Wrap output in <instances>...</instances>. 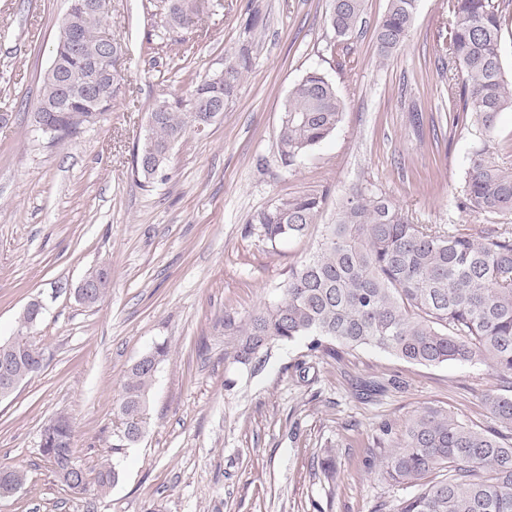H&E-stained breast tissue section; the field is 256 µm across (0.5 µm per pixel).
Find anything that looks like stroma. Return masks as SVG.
<instances>
[{
    "instance_id": "obj_1",
    "label": "stroma",
    "mask_w": 512,
    "mask_h": 512,
    "mask_svg": "<svg viewBox=\"0 0 512 512\" xmlns=\"http://www.w3.org/2000/svg\"><path fill=\"white\" fill-rule=\"evenodd\" d=\"M197 2L193 23L179 28L170 0H111L105 27L121 47L112 108L53 142L35 132L33 114L68 0H0V341L37 299L44 313L32 338L45 356L0 400V468L27 475L0 512H376L415 492L364 465L384 459L409 417L436 406L492 423L482 395L494 380L483 365L423 366L370 347L317 358L295 340L245 366L224 332L226 318L246 320L280 299L290 268L315 250L355 184L417 224L489 223L457 206L481 130L448 117V76L437 67L448 0H419L407 40L384 60L373 31L387 0H365L343 68L326 22L331 0ZM245 52L250 68L223 117L180 139L166 179L141 186L133 151L156 102ZM312 69L335 85L343 117L287 169L276 147L281 106ZM303 194L323 196L318 223L302 238L268 241L256 216ZM100 264L112 283L88 307L72 289ZM163 342L146 433L120 444L114 408L126 374ZM59 413L73 423L80 493L40 452ZM328 448L331 477L320 468ZM106 461L120 477L101 494Z\"/></svg>"
}]
</instances>
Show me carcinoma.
I'll return each mask as SVG.
<instances>
[{
  "label": "carcinoma",
  "mask_w": 512,
  "mask_h": 512,
  "mask_svg": "<svg viewBox=\"0 0 512 512\" xmlns=\"http://www.w3.org/2000/svg\"><path fill=\"white\" fill-rule=\"evenodd\" d=\"M335 19H327L338 42L360 33L364 0H332ZM418 0H388L374 30L376 48L385 59L408 37ZM196 13L195 0H172L170 17L185 27ZM512 14V0H448V43L442 66L448 70V111L453 125L471 118L485 138L469 157L459 208L491 217L482 224L442 231L415 224L383 194L361 184L352 186L336 221L323 227L313 253L294 266L282 298L275 304L224 328L238 337L234 360L247 365L270 345L305 338L309 349L336 358V346H371L408 363L435 366L450 361L483 364L502 387L512 391V166L498 160L499 112L512 109V82L501 60L502 31ZM106 16L92 14L74 22L78 48L63 57L59 71L78 87L94 77ZM250 59L242 55L224 68V80L203 79L186 97L167 101L154 113L148 137L135 147L133 174L143 186L154 183L143 161L161 155L195 131L201 113L193 101L231 96ZM59 95L56 75L44 74L38 104ZM103 111L112 108L113 82L99 87ZM344 102L318 70L308 71L290 90L277 132L278 158L293 167L314 146L335 132ZM324 198L316 194L281 199L259 213L256 223L274 243L306 235L317 222ZM15 366L28 377L39 356L36 345ZM168 353L157 345L129 369L118 404L122 438L146 431L148 394L158 365ZM496 427L484 430L459 422L448 410L427 407L411 417L382 462L383 477L418 487L413 496L389 512H512V396L488 392L483 397ZM55 477L71 465L63 483L86 490L85 472L73 451V426L57 416L54 436L41 445ZM119 471L105 464L96 485L104 492Z\"/></svg>",
  "instance_id": "obj_1"
}]
</instances>
